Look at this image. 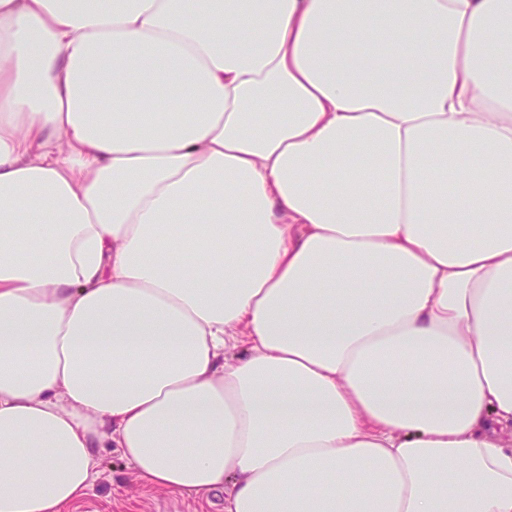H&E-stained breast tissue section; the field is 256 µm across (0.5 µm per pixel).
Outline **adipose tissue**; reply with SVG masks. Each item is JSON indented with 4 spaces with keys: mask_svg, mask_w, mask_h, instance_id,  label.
<instances>
[{
    "mask_svg": "<svg viewBox=\"0 0 512 512\" xmlns=\"http://www.w3.org/2000/svg\"><path fill=\"white\" fill-rule=\"evenodd\" d=\"M509 430L512 0H0V512L112 447L224 512H512Z\"/></svg>",
    "mask_w": 512,
    "mask_h": 512,
    "instance_id": "1",
    "label": "adipose tissue"
}]
</instances>
